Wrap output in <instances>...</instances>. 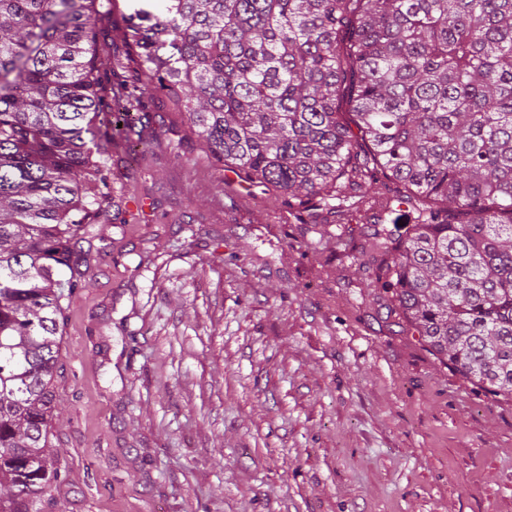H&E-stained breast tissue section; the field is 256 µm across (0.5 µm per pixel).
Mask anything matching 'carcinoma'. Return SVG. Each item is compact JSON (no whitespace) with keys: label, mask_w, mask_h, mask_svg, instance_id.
Instances as JSON below:
<instances>
[{"label":"carcinoma","mask_w":512,"mask_h":512,"mask_svg":"<svg viewBox=\"0 0 512 512\" xmlns=\"http://www.w3.org/2000/svg\"><path fill=\"white\" fill-rule=\"evenodd\" d=\"M0 0V512H56L54 378L80 243L106 240L114 135L161 98L220 171L330 214L374 209L364 156L416 213L378 223L435 358L512 399V0ZM348 92L351 123L337 100Z\"/></svg>","instance_id":"obj_1"}]
</instances>
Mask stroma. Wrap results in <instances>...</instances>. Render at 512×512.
I'll return each instance as SVG.
<instances>
[{"label": "stroma", "instance_id": "1", "mask_svg": "<svg viewBox=\"0 0 512 512\" xmlns=\"http://www.w3.org/2000/svg\"><path fill=\"white\" fill-rule=\"evenodd\" d=\"M153 122L63 302L57 512H512V401L373 286L366 212L299 223Z\"/></svg>", "mask_w": 512, "mask_h": 512}]
</instances>
